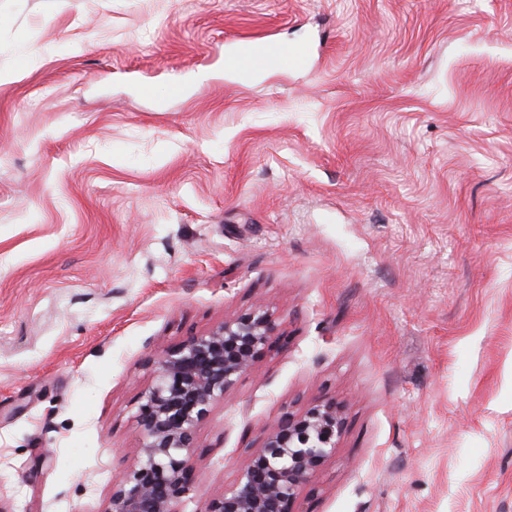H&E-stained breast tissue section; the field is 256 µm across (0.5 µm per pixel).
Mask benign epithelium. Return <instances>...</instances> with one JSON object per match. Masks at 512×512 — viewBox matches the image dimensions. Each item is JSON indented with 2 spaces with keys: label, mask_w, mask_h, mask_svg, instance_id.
<instances>
[{
  "label": "benign epithelium",
  "mask_w": 512,
  "mask_h": 512,
  "mask_svg": "<svg viewBox=\"0 0 512 512\" xmlns=\"http://www.w3.org/2000/svg\"><path fill=\"white\" fill-rule=\"evenodd\" d=\"M279 335L277 320L259 309L226 317L150 356L154 380L134 414L140 446L134 463L113 477L104 512H178L195 481L198 427ZM342 433L343 419L329 397L286 413L205 512H299L301 490L335 453Z\"/></svg>",
  "instance_id": "obj_1"
}]
</instances>
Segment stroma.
I'll return each mask as SVG.
<instances>
[{"mask_svg": "<svg viewBox=\"0 0 512 512\" xmlns=\"http://www.w3.org/2000/svg\"><path fill=\"white\" fill-rule=\"evenodd\" d=\"M0 70L11 512H104L147 356L259 307L181 512L319 395L303 512H512V0H0ZM309 51L306 47L288 50V45L267 42L257 49H245L241 53L226 57L225 67L236 69H298L307 62Z\"/></svg>", "mask_w": 512, "mask_h": 512, "instance_id": "stroma-1", "label": "stroma"}]
</instances>
